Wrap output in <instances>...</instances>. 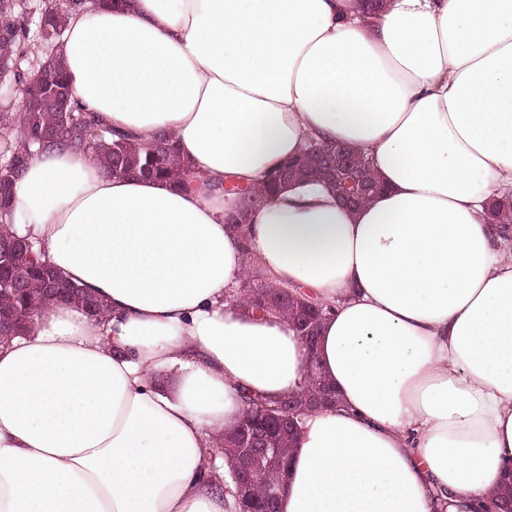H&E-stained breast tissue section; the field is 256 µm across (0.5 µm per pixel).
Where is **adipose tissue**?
<instances>
[{
  "label": "adipose tissue",
  "instance_id": "ef3b65f1",
  "mask_svg": "<svg viewBox=\"0 0 512 512\" xmlns=\"http://www.w3.org/2000/svg\"><path fill=\"white\" fill-rule=\"evenodd\" d=\"M76 108L172 133L190 188L53 148L14 228L102 299L0 343V512H239L214 449L245 397L306 411L278 512H495L512 475V0H86L60 46ZM371 157L357 209L293 184L235 230L228 183L308 141ZM258 277L327 307L315 351L256 312ZM492 222L496 224L500 232L507 240L512 239V201H497L490 205Z\"/></svg>",
  "mask_w": 512,
  "mask_h": 512
}]
</instances>
